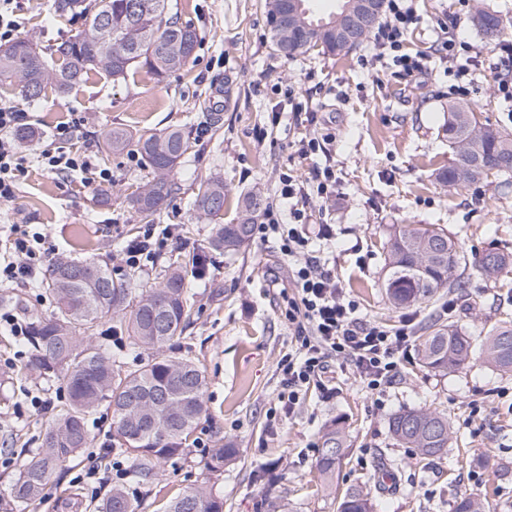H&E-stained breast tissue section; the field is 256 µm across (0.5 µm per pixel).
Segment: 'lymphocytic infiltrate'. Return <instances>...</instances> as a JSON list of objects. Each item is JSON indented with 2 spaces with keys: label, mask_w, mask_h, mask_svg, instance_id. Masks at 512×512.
I'll use <instances>...</instances> for the list:
<instances>
[{
  "label": "lymphocytic infiltrate",
  "mask_w": 512,
  "mask_h": 512,
  "mask_svg": "<svg viewBox=\"0 0 512 512\" xmlns=\"http://www.w3.org/2000/svg\"><path fill=\"white\" fill-rule=\"evenodd\" d=\"M386 13L385 21L374 34V44L391 54L402 78L422 74L427 68L426 55L401 51L405 33L417 21L413 0H386ZM26 124V113L11 105H0L1 204L14 201L18 179L25 169L15 133ZM80 127V121L75 119L58 128L40 153L44 169L57 175L79 171L88 174L90 183L98 186L111 183V172L97 169L92 150L72 147ZM278 197L290 204L291 223H281L278 207L272 206L265 211L258 230L262 235L277 237L283 256L294 265V296L288 321L295 328L298 345L280 361L288 389L280 397L285 413L295 412L309 387H317L324 396H331L325 374L330 362L339 359L349 363L367 389L383 391L395 378L400 358L411 345V321L389 328L361 317L357 302L312 253L314 239H331L334 230L323 224L318 231H311L305 211L298 207L299 201L307 197L303 183L289 175L282 177ZM177 239L175 225L146 224L123 245L115 259L124 269L142 272L154 266L167 242ZM5 246L7 256L0 262V287L25 286L37 281L45 258L53 251L47 234L26 224L10 225Z\"/></svg>",
  "instance_id": "obj_1"
}]
</instances>
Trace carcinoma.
I'll return each mask as SVG.
<instances>
[{"mask_svg": "<svg viewBox=\"0 0 512 512\" xmlns=\"http://www.w3.org/2000/svg\"><path fill=\"white\" fill-rule=\"evenodd\" d=\"M136 0H55L63 16L80 15L82 28L52 51L48 63L36 42L21 38L0 46V85H14L30 101L45 94L51 85L64 96L92 71H103L119 83L129 73L144 69L157 78L186 67L198 45L195 30L179 22L171 0H150L148 13L131 11ZM473 25L488 41L500 40L512 30V18L496 11L476 9ZM336 55L341 44L320 37L291 44L288 56L311 50ZM448 148L455 158L437 173L438 182L450 189H464L494 176L512 181V133L480 123L466 104L448 105L443 125ZM135 142L150 168V178L132 199L143 219L166 207L177 191L173 171L193 148L189 134L180 129L134 137L113 128L103 139L102 159ZM224 180L217 174L199 182L193 205L201 217L212 219L224 211ZM266 208V198L248 192L239 198L236 222L218 224L209 241V251L233 257L252 238L254 225ZM459 250L445 231L434 225H401L386 242L384 288L392 305L406 307L431 300L438 292L458 284ZM512 264V255L490 250L479 259V271L488 277ZM196 259L166 271L158 285L137 286L112 278L106 263L94 257L61 259L51 263L38 284L49 299L50 313L29 323V360L20 370L31 369L47 379L62 375L65 407L46 428L41 448L28 456L10 484L16 503L41 498L52 474L76 457L90 443L85 421L105 402L115 420V447L129 459L132 476L147 483L157 469L184 451L188 437L205 412L207 386L204 371L193 358L174 351L195 314V295L188 288L195 275ZM114 321V328L127 336L132 349L149 352L145 364L135 370L124 367L102 344L96 342L98 327ZM474 347L471 338L453 324H433L420 336V361L425 369L448 373L469 362ZM485 362L495 370L512 373V327L493 330L483 343ZM168 396L173 415L162 404H139L148 396ZM389 432L404 448L424 456L443 454L452 430L448 415L427 409L403 410L389 420ZM347 446L338 428L324 435L316 468L331 479L345 456ZM236 449L226 445L212 450L208 467L224 469ZM103 512H136L137 505L123 486L111 487ZM163 512H224V501L212 489L200 485L168 501ZM337 512H373L371 492L350 487L339 497ZM453 512H484V504L471 495L455 500Z\"/></svg>", "mask_w": 512, "mask_h": 512, "instance_id": "carcinoma-1", "label": "carcinoma"}]
</instances>
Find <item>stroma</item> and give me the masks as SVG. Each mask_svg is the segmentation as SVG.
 I'll return each mask as SVG.
<instances>
[{
	"label": "stroma",
	"instance_id": "35a3bbf8",
	"mask_svg": "<svg viewBox=\"0 0 512 512\" xmlns=\"http://www.w3.org/2000/svg\"><path fill=\"white\" fill-rule=\"evenodd\" d=\"M181 22L192 25L198 47L187 69L156 80L138 71L113 83L93 72L66 96L47 91L26 102L11 87L0 88V103L26 112L40 132L79 118L80 139L101 147L104 133L122 127L137 134L185 130L193 148L175 168L178 192L153 216L156 224L181 227L179 243L145 273L113 269L117 280L160 281L169 266L205 250L213 224L193 209L195 184L213 173L224 179V222L236 216L239 195L261 192L277 204L285 174L312 181L316 169L332 165L336 194L314 197L304 209L314 224L332 225L336 237L313 245L315 254L335 271L366 319L388 325L412 319L415 333L432 323L454 324L481 340L512 322V267L497 277L477 271L486 250L512 253V186L498 179L447 192L434 178L453 155L443 137L448 105L467 101L480 120L512 132V105L499 97L493 68L497 43L486 42L472 24L479 4L512 17V0H413L418 22L404 37L403 50L422 52L424 74L397 76L393 64L377 59L373 41L344 56L310 51L293 58L273 47L264 0H177ZM26 22L24 37L42 47L66 39L81 28L78 16H58L53 0H17ZM460 24L462 35L478 51L476 80L468 94L457 91L448 60L436 51L440 24ZM295 94L301 115L285 111L272 123L271 108ZM218 125H210L209 114ZM325 139L323 151L301 157L303 137ZM106 167L112 184L97 191L81 173L53 175L29 159L15 200L0 204V225H44L59 257L111 260L125 238L141 225L130 201L148 180L149 169L128 147ZM436 224L448 232L465 263L460 287L409 307H394L383 286L384 242L394 225ZM197 313L177 344L196 359L208 386L206 412L186 445L148 483L133 481L117 454L99 468L105 485H125L137 512H162L171 498L201 484L224 500V512H256L267 500L285 512H336L337 498L350 486H365L383 461L399 463L398 483L389 493L373 492V512H452L455 496L471 494L486 512H512V475L501 478L492 464L512 466V373H502L474 356L442 376L419 369L418 345H411L398 374L382 394L374 395L349 368L331 363L327 373L336 388L325 398L309 389L292 417H284L281 358L296 349L288 300L292 274L274 239L253 235L233 258L210 256L205 278H191ZM28 356L27 339L0 330V375L14 379L0 389V512H98L103 492H92L80 478L89 455L112 445V411L99 406L88 418L91 443L82 455L58 469L40 502L16 504L7 492L24 458L39 447L51 413L65 403L62 378L35 382L17 378ZM49 403L35 408L33 397ZM447 413L453 439L446 453L431 458L395 443L390 417L403 409ZM340 423L350 447L332 482L316 469L323 436ZM238 448L223 471L210 472L211 449ZM484 457L481 465L473 457Z\"/></svg>",
	"mask_w": 512,
	"mask_h": 512
}]
</instances>
